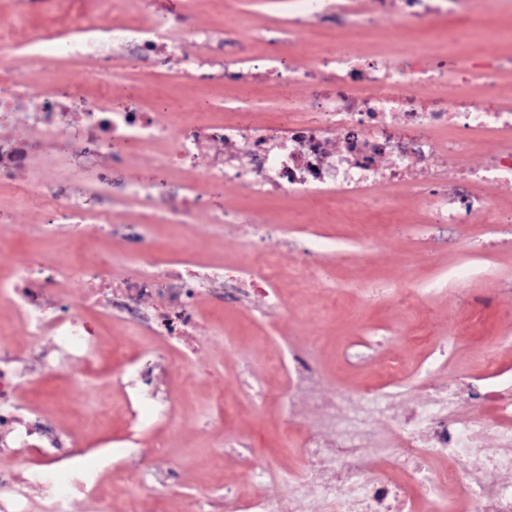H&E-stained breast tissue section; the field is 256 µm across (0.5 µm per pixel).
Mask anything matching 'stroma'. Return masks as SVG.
Masks as SVG:
<instances>
[{
	"label": "stroma",
	"instance_id": "1",
	"mask_svg": "<svg viewBox=\"0 0 512 512\" xmlns=\"http://www.w3.org/2000/svg\"><path fill=\"white\" fill-rule=\"evenodd\" d=\"M21 0H0V22L15 26L19 46L15 65L28 68L31 90L41 78L29 69L24 43L43 27L44 20L24 14ZM175 10L190 12L202 27L223 26L205 55L220 60L239 50L255 56L278 53L296 67L306 69L310 54L335 36L336 23L314 18L302 28H283L279 42H271L269 20L258 14L253 0H140L137 18L150 19ZM420 47L453 48L471 59L493 53L512 55V16L485 13L467 20L428 17L398 23L377 19L367 34L352 40L351 50L383 51L396 43ZM95 57L57 61L54 69L60 95L80 94L91 100L98 86L86 81ZM176 60L165 61L155 82L133 75L126 61H118L108 76L112 105H136L144 112H184L194 96L206 101L208 111L220 113L224 100L236 95L231 84L213 83L195 93L193 83L180 79ZM33 108L21 101L0 114V137L19 129L28 132L31 169L54 179L70 196L88 190L81 168L91 165L103 178L111 199L119 201L116 219L133 222L139 208L123 204L122 187L130 181L179 179L163 169L164 156L157 149H127L123 165L106 156H95L96 131L80 137L47 142L31 121ZM202 192L214 210L258 214L265 221L284 219L275 252L293 260L302 240L321 237L333 243L323 265L331 272L327 286H310L288 276L279 283L286 314L268 315L261 298L218 302L205 296V319L195 331L200 347L197 365H189L177 348L161 336L102 309L89 316L100 325L101 347L121 344L123 356L97 360L94 372L81 387H73L68 364L46 371L40 349L26 336L13 333L10 342L30 372V381L18 388L14 401L26 419L40 422L60 437L63 447L36 446L17 455L12 435L0 428V484L41 468L47 459L64 467L82 463L91 472L86 495L78 497L72 512H98L109 505L112 512H179L184 500L202 502L204 512H225L235 501L273 500L286 495L289 467L297 463L295 447L282 439L283 425L296 418L300 433H314L319 423L334 416L337 390L361 394L364 389L393 393L395 414L408 411L419 395L410 387L418 373H425L432 390L456 387L464 378L484 376L474 356L478 349L500 347L499 365L512 376V233H495L494 221L512 215V185L487 183L482 193L492 204L490 215L460 224L451 233L431 231L423 206L405 191L380 184L378 195L390 200L387 209L365 208L329 200L299 197H256L231 185L205 184ZM39 213L20 205L11 187L0 185V225L15 227L13 236L0 241V274H8L9 258L16 252L46 254L66 262L83 260L90 242L84 224L60 225L56 236L42 237L36 230ZM190 235L201 258L232 263L245 251L250 230L244 224H217L200 215ZM373 237L370 253L359 241ZM407 282L414 290L411 304H398L385 290L387 284ZM375 300L361 303L365 288ZM432 314L437 325L434 340L455 337L443 362H427L429 349L420 339L418 319ZM379 346L375 357L346 362L345 348L364 337ZM299 346L316 366L315 380L297 386L288 366L275 357ZM151 356L145 370L146 388L169 405L168 416L153 419L147 427L129 428L132 393L117 380L125 358ZM395 358L401 370L383 373L378 359ZM273 458L276 470L264 472L260 459Z\"/></svg>",
	"mask_w": 512,
	"mask_h": 512
}]
</instances>
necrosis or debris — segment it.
<instances>
[{
  "label": "necrosis or debris",
  "instance_id": "necrosis-or-debris-1",
  "mask_svg": "<svg viewBox=\"0 0 512 512\" xmlns=\"http://www.w3.org/2000/svg\"><path fill=\"white\" fill-rule=\"evenodd\" d=\"M92 15L75 0L66 31L45 28L28 44L29 57L40 66L44 84L34 115L46 138L76 133L90 124L101 132L100 149L115 152L122 144L163 148L167 167L193 171L175 196L158 200L149 185L133 182L127 196L149 208L152 219L190 229L198 211L208 206L197 182L234 183L255 195L313 196L369 208L379 201L369 190L377 179L409 186L430 213L434 224H466L478 213L490 211V201L478 194V182L512 183V94H503L497 81L503 66L498 57L478 63L462 60L448 66L441 56L426 59L421 49L397 46L400 68L389 67L384 54L342 53L326 47L313 59L314 73L332 87L300 100L281 97L276 122H256L249 100L225 102L231 120H200L194 112H143L113 109L107 76L111 58L90 76L100 93L73 112L55 91L53 65L64 58L83 56L85 48L116 43L134 45L132 68L145 80L156 79L154 57L159 51L180 57L185 80L196 81V60L184 55L186 37L208 42L210 32L196 29L190 15L174 12L151 21L135 19L136 0H100ZM277 19L299 22L327 15L345 18L349 32L366 30L347 0H258ZM506 10L512 0H381V11L392 20L428 16H468L475 9ZM125 14L116 24L111 14ZM15 46L0 27V111H12L27 86L23 73L11 65ZM480 80L494 99L491 108H474L448 93L459 72ZM425 83L431 97L410 95L408 86ZM480 134H495L499 149L480 166L457 165L439 169L434 160L445 153L457 158L470 153ZM251 147L248 158L236 152L239 143ZM223 145L224 163L212 165L209 149ZM386 168H378L380 158ZM0 183L9 185L23 206L44 214L39 227L54 236L57 225L87 224L93 235L120 236L134 245L130 253L134 272L117 279L112 263L89 252L78 265L62 267L30 254L15 255L13 274L0 279V302L10 304L25 335L48 340L54 352L84 362L100 350L98 323L86 315L97 307L117 311L132 324L145 323L153 335L166 337L192 358L196 348L188 338L197 327L196 302L203 290L223 286L236 295L253 293L272 311L282 310L279 274L272 266L254 262L257 252L269 248L280 227L250 218L249 254L231 265L202 264L180 256L157 254L146 222L118 224L109 207L90 209L63 194L52 180L30 170L25 136L0 139ZM72 282L60 293V281ZM492 382H466L464 387L431 391L424 379L414 386L422 395L414 409L397 420L399 462L380 465L373 459L378 445L375 422L390 414L387 392L366 390L361 395L336 393V416L331 422L334 453L325 457L322 440L310 434L298 445L301 464L288 476L286 496L250 503L251 512H512V380L503 379L496 356L485 360ZM25 367L15 357L7 336H0V427L14 434L18 454L28 452L29 428L20 422V408L12 397L26 379ZM473 399L469 413H457L462 399ZM496 447L460 484L459 472L479 440Z\"/></svg>",
  "mask_w": 512,
  "mask_h": 512
}]
</instances>
